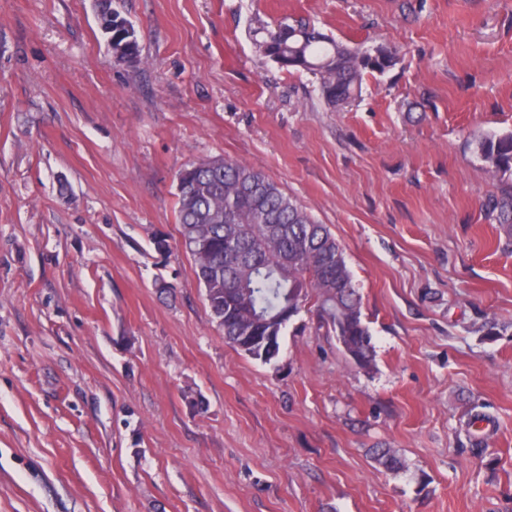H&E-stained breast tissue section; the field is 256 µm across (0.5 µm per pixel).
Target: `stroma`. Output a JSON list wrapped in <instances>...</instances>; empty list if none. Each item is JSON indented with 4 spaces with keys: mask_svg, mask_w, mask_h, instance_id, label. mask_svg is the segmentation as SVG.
<instances>
[{
    "mask_svg": "<svg viewBox=\"0 0 512 512\" xmlns=\"http://www.w3.org/2000/svg\"><path fill=\"white\" fill-rule=\"evenodd\" d=\"M113 6L136 64L96 0H0V512H512V240L485 208L512 178L472 144L512 130V0ZM286 16L401 60L333 111L254 51ZM224 157L328 226L371 367L310 304L272 363L225 343L177 221L179 172Z\"/></svg>",
    "mask_w": 512,
    "mask_h": 512,
    "instance_id": "1",
    "label": "stroma"
}]
</instances>
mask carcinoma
<instances>
[{"label": "carcinoma", "instance_id": "carcinoma-1", "mask_svg": "<svg viewBox=\"0 0 512 512\" xmlns=\"http://www.w3.org/2000/svg\"><path fill=\"white\" fill-rule=\"evenodd\" d=\"M255 51L287 70L300 68L317 81L324 101L349 106L366 74L382 75L398 63L384 43L349 46L309 23L285 18L254 31ZM475 152L493 176H512V131L474 141ZM181 246L194 262L205 299L224 341L264 363L276 359L279 337L308 300L359 367L373 361L372 336L362 321L359 293L342 247L319 223L255 164L230 159L194 162L177 176ZM512 237V193L489 203ZM376 461L389 471L403 463L389 448Z\"/></svg>", "mask_w": 512, "mask_h": 512}]
</instances>
